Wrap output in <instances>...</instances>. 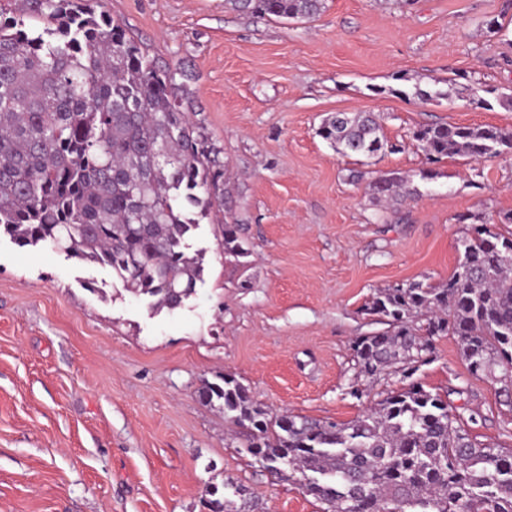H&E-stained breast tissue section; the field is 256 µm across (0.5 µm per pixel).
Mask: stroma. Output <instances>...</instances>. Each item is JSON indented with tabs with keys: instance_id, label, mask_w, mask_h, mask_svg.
Listing matches in <instances>:
<instances>
[{
	"instance_id": "obj_1",
	"label": "stroma",
	"mask_w": 512,
	"mask_h": 512,
	"mask_svg": "<svg viewBox=\"0 0 512 512\" xmlns=\"http://www.w3.org/2000/svg\"><path fill=\"white\" fill-rule=\"evenodd\" d=\"M99 8L160 68L186 71L249 253L221 252L216 217L201 219L190 242L205 252L203 279L179 308L156 310L106 269L0 238V512H207L206 486L227 481L263 512H321L196 390L226 373L270 414L347 423L399 388L355 375L354 343L375 329L364 306L384 288L447 281L469 230L459 215L512 211V154L431 163L411 133L512 130V109L449 83L512 90V0H327L313 21L224 0ZM339 112L374 113L397 151L337 154L319 128ZM394 172L415 195L374 199L370 184ZM434 347L416 380L463 409L471 436L512 447L498 384L469 372L455 336Z\"/></svg>"
}]
</instances>
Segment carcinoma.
I'll list each match as a JSON object with an SVG mask.
<instances>
[{
	"label": "carcinoma",
	"instance_id": "1",
	"mask_svg": "<svg viewBox=\"0 0 512 512\" xmlns=\"http://www.w3.org/2000/svg\"><path fill=\"white\" fill-rule=\"evenodd\" d=\"M326 0H225L233 11L310 20ZM179 72L159 68L122 24L85 0H0V235L20 248L61 251L111 271L125 291L176 309L204 273L189 238L224 209L222 149L186 108ZM512 108V95L464 86ZM320 135L342 156L369 157L388 141L371 114L338 113ZM412 140L427 160L512 154V132L435 123ZM390 201L409 179L370 185ZM473 220L447 281L385 288L365 314L387 328L355 341L356 376H399L347 424L271 417L234 377L203 381L200 399L245 429V447L322 504L321 512H512V448L456 426L448 400L412 380L437 336L459 339L467 367L501 384L512 406V231ZM224 253L245 257L241 225L217 223Z\"/></svg>",
	"mask_w": 512,
	"mask_h": 512
}]
</instances>
